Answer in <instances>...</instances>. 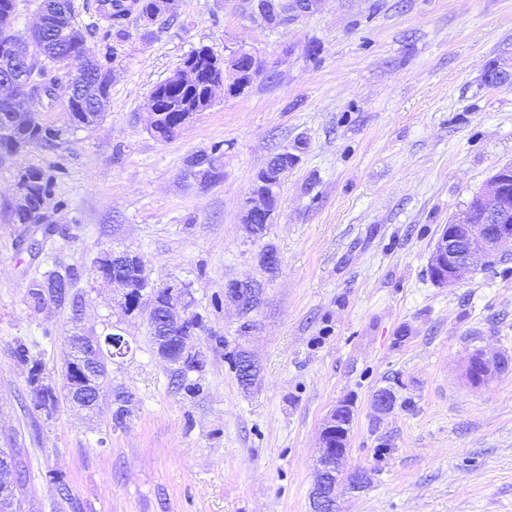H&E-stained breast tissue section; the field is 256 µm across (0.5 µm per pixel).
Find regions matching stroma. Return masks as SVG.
Masks as SVG:
<instances>
[{
    "label": "stroma",
    "instance_id": "1",
    "mask_svg": "<svg viewBox=\"0 0 512 512\" xmlns=\"http://www.w3.org/2000/svg\"><path fill=\"white\" fill-rule=\"evenodd\" d=\"M71 3L111 72L105 116L77 129L55 104L39 118L62 139L0 161V448L24 451L25 512H311L320 431L343 401L340 512H512V246L454 286L428 271L448 221L512 164V87L484 81L512 59V0H325L274 29L249 21L246 0H174L153 21L129 13L119 42L94 0ZM236 45L280 65L158 138L153 88L192 50ZM214 147L222 176L207 180L190 160ZM285 149L299 162L257 239L243 204ZM30 166L54 176L61 204L62 232L37 257L8 220ZM110 248L190 288L202 367L187 379L159 358L146 315L113 308L95 281ZM68 267L77 308L30 309V280ZM240 280L260 290L248 311L224 294ZM77 323L130 349L109 367L103 413L62 403L48 416L13 347L59 377ZM478 348L503 367L474 386L463 370ZM241 352L258 369L248 387ZM382 388L394 394L383 414ZM361 468L371 481L351 490Z\"/></svg>",
    "mask_w": 512,
    "mask_h": 512
}]
</instances>
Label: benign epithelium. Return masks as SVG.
<instances>
[{
  "label": "benign epithelium",
  "mask_w": 512,
  "mask_h": 512,
  "mask_svg": "<svg viewBox=\"0 0 512 512\" xmlns=\"http://www.w3.org/2000/svg\"><path fill=\"white\" fill-rule=\"evenodd\" d=\"M294 4L293 14L305 16L318 11L324 0H289ZM234 73L233 82L227 89L235 90L246 87L262 74H267L279 66V61L261 60L246 49L239 47L229 50L227 60ZM512 180V167L499 168L490 175L478 200L481 205L485 223L475 224L469 210H464L452 217L448 231L440 235L429 257L432 280L438 286L459 283L481 266L486 258L497 253L505 243H512V223L503 221L505 214H512V201L506 194V181ZM277 202L276 187L272 182H260L251 192L245 205V216L258 214L271 220ZM98 278L112 290V303L124 313H136L129 301V288L118 281ZM191 293L172 285L168 291L167 303L163 305V318L168 329H187L190 322ZM98 340H91L81 349L74 348L66 363L69 371H78L77 377L62 375L66 385L70 405L76 410L89 411L100 399L103 382L95 380L92 372L96 369ZM160 357L169 364H185L198 361V354L189 346H182L177 357L164 352ZM348 437L347 425L342 422L339 409H334L323 423L320 433V458L312 492L313 512H324L333 506L336 483L330 476L340 474V462L346 453Z\"/></svg>",
  "instance_id": "obj_1"
}]
</instances>
